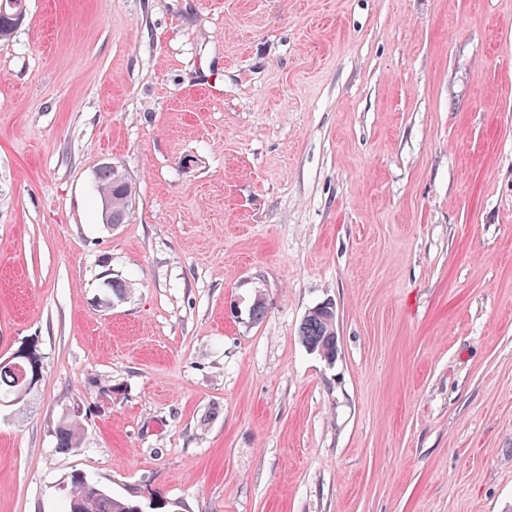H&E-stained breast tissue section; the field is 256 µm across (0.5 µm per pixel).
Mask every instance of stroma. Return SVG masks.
I'll list each match as a JSON object with an SVG mask.
<instances>
[{
    "mask_svg": "<svg viewBox=\"0 0 512 512\" xmlns=\"http://www.w3.org/2000/svg\"><path fill=\"white\" fill-rule=\"evenodd\" d=\"M326 302L332 361L299 337ZM31 342L0 512L76 473L166 512H512V0H26L0 361ZM106 165L113 167L114 170L118 169L117 166L110 163ZM111 167L101 166L99 168L96 176L97 192L101 199L100 189L104 195L112 197V199H103L106 224L112 225V220L117 224H123L129 218L134 187L132 181L122 170L114 171ZM78 414L63 416L53 431L56 448L69 452L80 448L82 438V423Z\"/></svg>",
    "mask_w": 512,
    "mask_h": 512,
    "instance_id": "stroma-1",
    "label": "stroma"
}]
</instances>
